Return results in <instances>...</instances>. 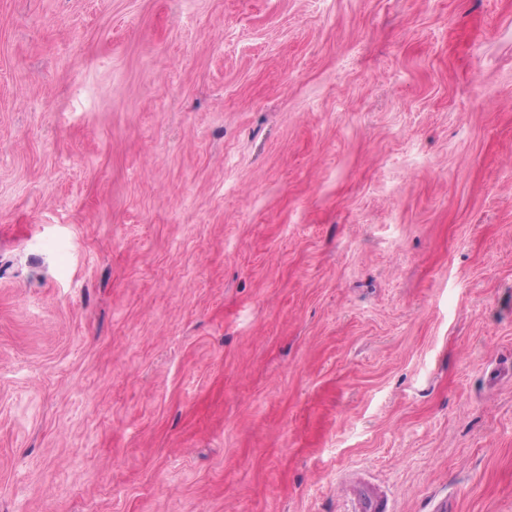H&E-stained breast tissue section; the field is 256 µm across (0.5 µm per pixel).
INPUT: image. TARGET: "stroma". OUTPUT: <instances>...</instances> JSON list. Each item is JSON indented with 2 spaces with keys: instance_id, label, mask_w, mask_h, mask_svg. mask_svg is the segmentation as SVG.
Here are the masks:
<instances>
[{
  "instance_id": "obj_1",
  "label": "stroma",
  "mask_w": 512,
  "mask_h": 512,
  "mask_svg": "<svg viewBox=\"0 0 512 512\" xmlns=\"http://www.w3.org/2000/svg\"><path fill=\"white\" fill-rule=\"evenodd\" d=\"M512 512V0H0V512ZM344 492L348 512H388L387 495L377 486L360 483Z\"/></svg>"
}]
</instances>
